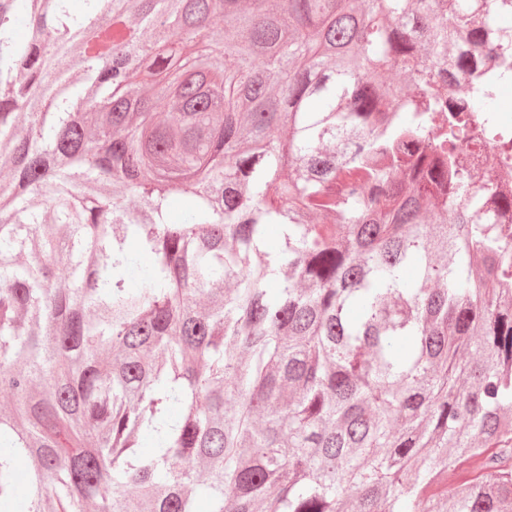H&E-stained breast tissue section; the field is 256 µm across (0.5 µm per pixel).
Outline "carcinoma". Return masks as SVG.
I'll use <instances>...</instances> for the list:
<instances>
[{"label":"carcinoma","instance_id":"carcinoma-1","mask_svg":"<svg viewBox=\"0 0 512 512\" xmlns=\"http://www.w3.org/2000/svg\"><path fill=\"white\" fill-rule=\"evenodd\" d=\"M510 17L0 2V512H508Z\"/></svg>","mask_w":512,"mask_h":512}]
</instances>
